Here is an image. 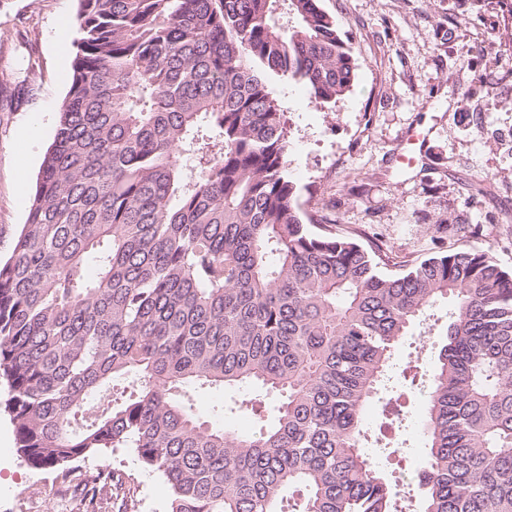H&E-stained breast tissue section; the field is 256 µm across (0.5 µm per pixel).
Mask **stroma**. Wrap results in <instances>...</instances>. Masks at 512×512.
Here are the masks:
<instances>
[{"label":"stroma","mask_w":512,"mask_h":512,"mask_svg":"<svg viewBox=\"0 0 512 512\" xmlns=\"http://www.w3.org/2000/svg\"><path fill=\"white\" fill-rule=\"evenodd\" d=\"M351 48L350 92L325 108L288 79H273L289 119L288 174L298 203L365 248L381 246L389 272L438 250L477 248L512 269V10L490 0H320ZM77 0H0V258L26 222L56 112L72 81ZM41 133L30 139L28 126ZM415 351L404 337L390 389L402 390V425L377 448L380 471L399 468L421 512L417 481L428 452L427 384H401ZM258 396L254 387L194 391L197 414L247 434V414L223 404ZM125 481L134 512H166L170 489L117 448L74 461ZM75 477L35 470L20 457L0 410V512H71Z\"/></svg>","instance_id":"1"}]
</instances>
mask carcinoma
I'll use <instances>...</instances> for the list:
<instances>
[{
    "mask_svg": "<svg viewBox=\"0 0 512 512\" xmlns=\"http://www.w3.org/2000/svg\"><path fill=\"white\" fill-rule=\"evenodd\" d=\"M77 24L0 261V379L27 464L132 448L170 484L167 512H395L362 412L402 336L450 300L422 512H512V270L442 250L386 274L387 253L297 202L271 79L322 107L355 78L319 0H79ZM242 385L280 396L274 424L194 412L193 389ZM112 482L83 474L75 512H108Z\"/></svg>",
    "mask_w": 512,
    "mask_h": 512,
    "instance_id": "obj_1",
    "label": "carcinoma"
}]
</instances>
